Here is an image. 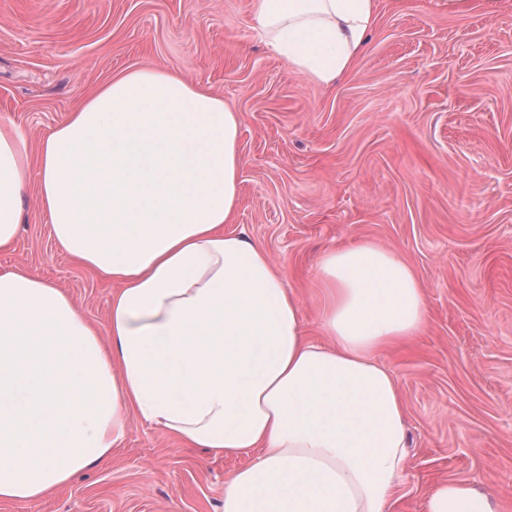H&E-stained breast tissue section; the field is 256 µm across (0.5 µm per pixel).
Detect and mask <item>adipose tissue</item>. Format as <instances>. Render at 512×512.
Masks as SVG:
<instances>
[{
    "label": "adipose tissue",
    "mask_w": 512,
    "mask_h": 512,
    "mask_svg": "<svg viewBox=\"0 0 512 512\" xmlns=\"http://www.w3.org/2000/svg\"><path fill=\"white\" fill-rule=\"evenodd\" d=\"M273 52L321 85L350 73L378 0H252ZM239 117L161 68L95 87L31 149L0 121V251L29 192L59 247L113 286L104 330L70 296L0 271V500L36 502L105 464L130 419L216 456L250 455L224 512H387L407 463L404 410L378 351L427 323L412 267L375 243L325 251L320 324L261 242L228 234ZM37 186H30V176ZM426 512H501L459 476Z\"/></svg>",
    "instance_id": "ef3b65f1"
}]
</instances>
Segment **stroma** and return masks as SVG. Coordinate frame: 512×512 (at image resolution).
Returning <instances> with one entry per match:
<instances>
[{"label": "stroma", "instance_id": "stroma-1", "mask_svg": "<svg viewBox=\"0 0 512 512\" xmlns=\"http://www.w3.org/2000/svg\"><path fill=\"white\" fill-rule=\"evenodd\" d=\"M163 68L240 116L228 233L263 243L319 342V256L372 241L404 257L428 323L379 353L405 407L408 462L389 512H424L457 475L512 504V0L448 14L379 0L355 69L331 86L289 70L251 0H0V119L38 143L88 90ZM65 291L105 326L109 282L64 254L28 202L0 270ZM249 456L183 448L131 422L110 460L38 502L0 512H223Z\"/></svg>", "mask_w": 512, "mask_h": 512}]
</instances>
